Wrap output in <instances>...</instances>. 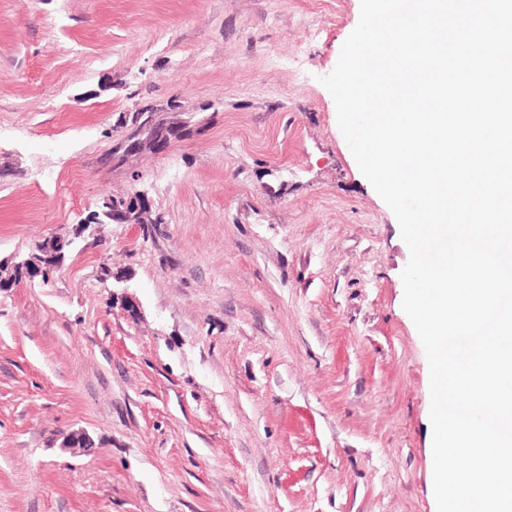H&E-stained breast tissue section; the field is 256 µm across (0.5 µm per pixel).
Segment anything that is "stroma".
<instances>
[{
    "label": "stroma",
    "mask_w": 512,
    "mask_h": 512,
    "mask_svg": "<svg viewBox=\"0 0 512 512\" xmlns=\"http://www.w3.org/2000/svg\"><path fill=\"white\" fill-rule=\"evenodd\" d=\"M359 18L0 0V277L68 241L0 288V512H437L409 249L320 82ZM135 111L193 131L113 159Z\"/></svg>",
    "instance_id": "35a3bbf8"
}]
</instances>
